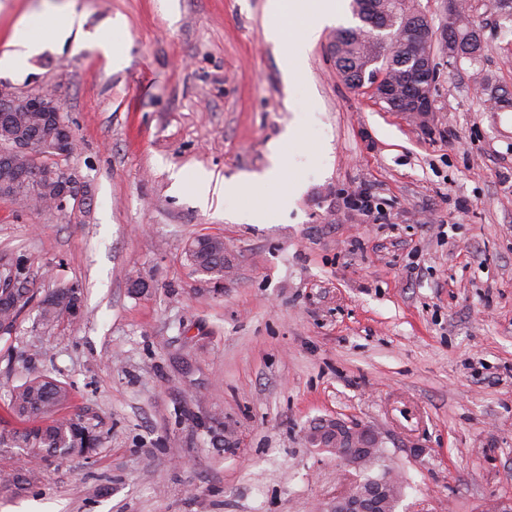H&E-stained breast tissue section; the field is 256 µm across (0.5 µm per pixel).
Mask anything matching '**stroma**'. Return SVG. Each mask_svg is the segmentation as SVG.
Returning <instances> with one entry per match:
<instances>
[{"instance_id": "obj_1", "label": "stroma", "mask_w": 512, "mask_h": 512, "mask_svg": "<svg viewBox=\"0 0 512 512\" xmlns=\"http://www.w3.org/2000/svg\"><path fill=\"white\" fill-rule=\"evenodd\" d=\"M67 0H0V52L47 34ZM266 0H77L113 54L72 45L33 57L19 91L50 89L91 189L66 219L0 199V256L21 252L37 288L83 287L85 317L41 328L27 311L0 337V426L11 390L49 372L101 444L55 458L39 489L0 512H319L355 470L305 433L324 418L369 426L402 478L397 512H484L512 499V35L475 0L479 66L439 55L429 124L338 77L336 0L303 72L309 22ZM282 143L302 192H243L199 206L202 172H260ZM375 194L379 212L349 196ZM224 239V286L192 274L187 243ZM139 271L147 295L130 293Z\"/></svg>"}]
</instances>
